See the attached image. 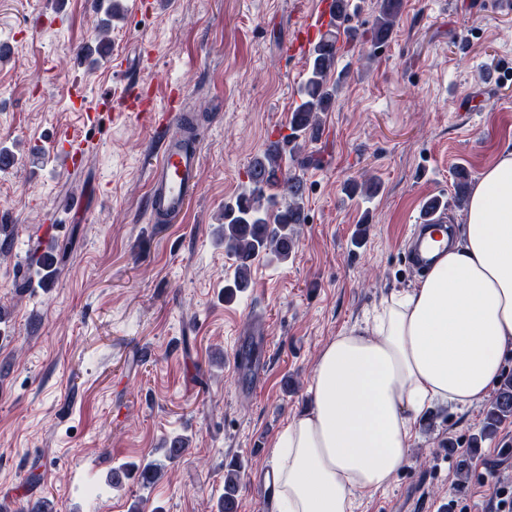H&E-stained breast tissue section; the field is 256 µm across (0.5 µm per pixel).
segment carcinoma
I'll return each instance as SVG.
<instances>
[{
	"label": "carcinoma",
	"instance_id": "cac0c4a2",
	"mask_svg": "<svg viewBox=\"0 0 512 512\" xmlns=\"http://www.w3.org/2000/svg\"><path fill=\"white\" fill-rule=\"evenodd\" d=\"M403 0H381L378 16L372 28V42L388 41L401 14ZM123 18L121 0H107L104 18L98 20L100 42L106 41L112 21ZM337 34H323L307 58L306 77L299 87L295 109L289 121L290 134L284 141L296 153L306 146L307 136L316 134L321 127V115L329 111L336 102L341 78L331 80L336 69ZM222 224L218 238L224 250L235 260L232 280L224 286V296L229 299L234 293L249 288L251 270L255 262L273 257L286 261L294 253L297 225L305 223L301 179L283 171V156L276 145L255 158L247 170V184L232 200L224 204ZM42 274L39 285L53 278L56 261L47 252L40 257ZM512 419V376L504 377L490 403L475 440L485 441L496 437L500 425ZM189 439L177 434L165 439L162 450L164 462L150 461L136 466L121 464L116 470L126 475H135L141 486L149 488L164 475L166 464L174 463L178 457L174 447H187ZM241 481V465L235 461L226 466L224 488L216 501L217 512H234ZM12 502H0V512H53L52 502L39 498L29 502L23 509L11 508Z\"/></svg>",
	"mask_w": 512,
	"mask_h": 512
}]
</instances>
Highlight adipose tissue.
Wrapping results in <instances>:
<instances>
[{
  "mask_svg": "<svg viewBox=\"0 0 512 512\" xmlns=\"http://www.w3.org/2000/svg\"><path fill=\"white\" fill-rule=\"evenodd\" d=\"M511 350L512 152L479 174L423 281L324 346L308 406L273 439L277 512H355L406 463L431 403L484 399Z\"/></svg>",
  "mask_w": 512,
  "mask_h": 512,
  "instance_id": "1",
  "label": "adipose tissue"
}]
</instances>
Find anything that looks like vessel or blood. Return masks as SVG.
<instances>
[{
    "label": "vessel or blood",
    "mask_w": 512,
    "mask_h": 512,
    "mask_svg": "<svg viewBox=\"0 0 512 512\" xmlns=\"http://www.w3.org/2000/svg\"><path fill=\"white\" fill-rule=\"evenodd\" d=\"M336 22L333 0H318L316 8L288 47L290 55L309 52L323 32ZM164 125L159 156L152 167L149 182L150 210L159 222H167L180 215L188 206L190 194L199 180L202 132L186 133L183 115L169 113ZM96 147L86 137H66L55 143V149L67 162L68 169H78L85 157ZM448 230L441 210L422 215L408 248V264L427 271L433 262V245L443 240Z\"/></svg>",
    "instance_id": "obj_1"
}]
</instances>
